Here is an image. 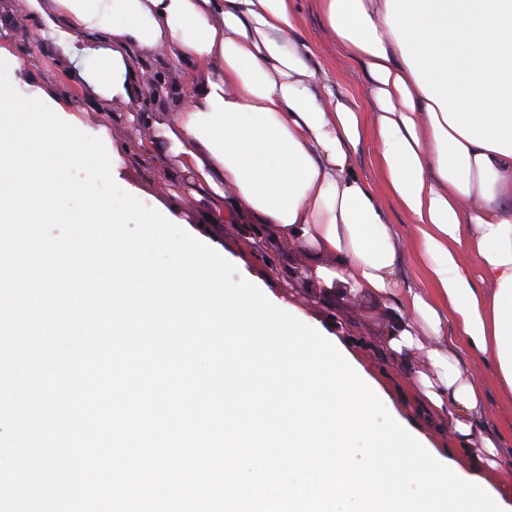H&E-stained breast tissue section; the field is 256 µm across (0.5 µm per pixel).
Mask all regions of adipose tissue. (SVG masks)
<instances>
[{
    "label": "adipose tissue",
    "instance_id": "adipose-tissue-1",
    "mask_svg": "<svg viewBox=\"0 0 512 512\" xmlns=\"http://www.w3.org/2000/svg\"><path fill=\"white\" fill-rule=\"evenodd\" d=\"M41 38L94 101L141 89L133 50L184 70L186 103L165 124L176 160L168 209L208 196V223L243 218L309 251L317 282L396 299L387 347L419 393L408 424L449 416L441 457L487 478L512 450L476 436L485 397L443 340L454 321L471 357L512 399V0H320L342 51L367 69L371 120L336 99L293 42L292 0H28ZM372 128L384 183L414 224L434 287H399L403 250L349 150ZM477 260L479 277L461 268ZM331 263H322V255Z\"/></svg>",
    "mask_w": 512,
    "mask_h": 512
}]
</instances>
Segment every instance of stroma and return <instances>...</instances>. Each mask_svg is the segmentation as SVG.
<instances>
[{"label":"stroma","mask_w":512,"mask_h":512,"mask_svg":"<svg viewBox=\"0 0 512 512\" xmlns=\"http://www.w3.org/2000/svg\"><path fill=\"white\" fill-rule=\"evenodd\" d=\"M298 16L295 37L312 50V67L325 72L337 98L356 104L360 110L371 111L374 101L369 94V79L365 66L350 58L337 45L319 10L318 0H294ZM0 24L7 26L13 38L7 48L12 54L31 60L36 68L30 73L34 84L54 86L60 95L70 97L71 108L88 128L104 131L114 144H137L141 141H162V122L171 120L184 105L183 100H169L157 106L152 121L145 126L130 125L127 115L135 106L132 100L113 101L108 114H101L95 101L79 95L70 83L68 61L53 45L37 50L29 47L28 38L39 33V19L27 0H0ZM379 146L372 133H365L357 150L351 156L355 170L374 187L388 222L403 244V260L399 282L404 288L426 287L424 264L417 255L416 233L413 224L388 192L378 167ZM153 157L147 153H130L121 170L120 188L135 187L146 205L165 203L171 193L170 181L152 174ZM205 201L185 198L179 212L182 227L203 229L213 241L220 244L226 255L237 261V268L254 283L265 288L277 299L293 303L312 321L328 333L340 336L359 357L366 370L376 374L391 390H406L407 380L402 368L386 357L384 332L393 323L398 312L395 304L367 292L356 293L351 299L339 300L331 307L308 304L301 296L299 286L290 284L284 263L289 251L280 244L276 254L267 256L250 250L245 242L241 223L208 224L204 221ZM486 410L477 425L478 434L503 437L512 445V400L502 396L491 371L480 370Z\"/></svg>","instance_id":"obj_1"}]
</instances>
